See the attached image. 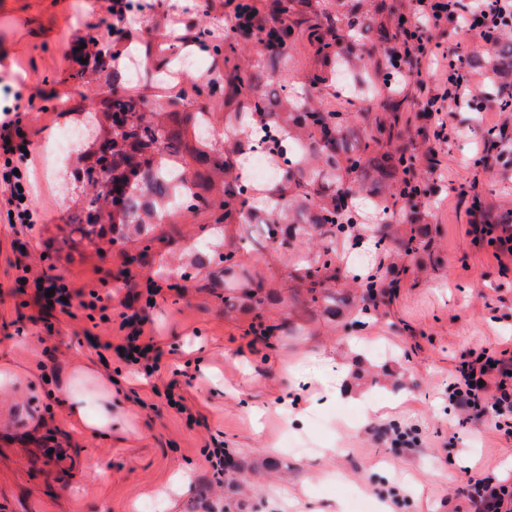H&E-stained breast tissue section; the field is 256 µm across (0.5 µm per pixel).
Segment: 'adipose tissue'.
Returning a JSON list of instances; mask_svg holds the SVG:
<instances>
[{
	"instance_id": "adipose-tissue-1",
	"label": "adipose tissue",
	"mask_w": 512,
	"mask_h": 512,
	"mask_svg": "<svg viewBox=\"0 0 512 512\" xmlns=\"http://www.w3.org/2000/svg\"><path fill=\"white\" fill-rule=\"evenodd\" d=\"M41 387L48 395H62L64 413L73 430L88 431L102 441L112 439V383L87 364H78L66 373L49 372Z\"/></svg>"
}]
</instances>
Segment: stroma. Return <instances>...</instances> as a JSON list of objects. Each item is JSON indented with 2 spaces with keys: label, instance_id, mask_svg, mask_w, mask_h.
<instances>
[{
  "label": "stroma",
  "instance_id": "1",
  "mask_svg": "<svg viewBox=\"0 0 512 512\" xmlns=\"http://www.w3.org/2000/svg\"><path fill=\"white\" fill-rule=\"evenodd\" d=\"M225 0H210L209 11L195 0H153L149 16L129 12L124 22L107 14L103 0H0V102L22 94L30 112L36 203L44 222L33 233H14L0 223V356L40 375L91 363L123 402V416L111 442L77 432L56 399L39 387L0 392V512H334L344 502L354 512L360 496L370 512H381L383 495L397 487L393 512H454L458 488L469 477L491 474L512 483V439L489 423L459 424L448 409V372L461 350L512 343V270L501 272L490 248L475 246L467 233L468 204L438 197L422 208L430 242L418 257L405 258L407 275L391 315L359 320L356 309L336 319L304 318L291 336L275 335L252 344L253 314L247 301L225 311L223 276L215 264L185 270L188 254L209 252L208 213L182 212L161 224L145 264L127 263L138 245L104 244L102 251L64 244L66 211L60 173L43 146L78 119L81 94L105 96V75L82 65L79 47L87 35L103 46L115 31L143 49L148 69L171 54L166 33L179 20L187 35L198 28L224 39ZM84 70L83 82L73 74ZM410 104L402 112L404 141L420 144L430 129L414 81L400 80ZM485 129L469 130L444 145L440 168L455 183L476 185L483 206L512 208V165L482 166L473 157ZM48 253L56 275L72 287L99 294L108 321L89 319L85 309L50 310L35 302L34 280H20L19 265ZM295 254H266L253 267L278 300L268 306L278 322L293 294L304 293L294 275ZM162 290L147 304L144 285ZM132 305L145 320V335L161 352V379H177L188 412L152 394L149 382L134 377L115 351L125 341L113 319ZM346 373L347 384L370 392L380 415H366L361 403L328 397L320 383L327 359ZM185 373L174 376L173 371ZM44 417L32 430L26 413ZM393 422L418 426L422 444L404 455L379 436ZM454 446H446L449 431ZM224 444L245 477L272 460L286 464L287 481L261 487H212L206 449ZM95 461L110 472L93 482ZM191 472L187 490L173 488L176 476Z\"/></svg>",
  "mask_w": 512,
  "mask_h": 512
}]
</instances>
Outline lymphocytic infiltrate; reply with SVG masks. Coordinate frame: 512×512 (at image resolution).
I'll use <instances>...</instances> for the list:
<instances>
[{
	"instance_id": "f902f5d3",
	"label": "lymphocytic infiltrate",
	"mask_w": 512,
	"mask_h": 512,
	"mask_svg": "<svg viewBox=\"0 0 512 512\" xmlns=\"http://www.w3.org/2000/svg\"><path fill=\"white\" fill-rule=\"evenodd\" d=\"M452 24L455 35L492 42L512 27V0H472L469 13H461L460 0H414L405 16L399 39L388 57L391 68L401 77H422L424 64L435 55L444 60L443 81L437 92H424L422 104L433 118L435 128L429 143L439 153L455 135L445 113L473 108L472 77L463 59L440 54L433 32ZM29 117L20 105L0 107V212L7 222L33 231L41 215L34 204L29 157ZM469 233L477 244L492 249L494 256L512 257V209L489 214L481 207L471 210ZM120 328L128 332L121 351L144 379L158 376L159 349L143 341L135 318L121 313ZM448 405L463 414L465 421L490 420L495 432L512 437V350L482 348L461 353L448 375ZM466 512H512V484L492 476L469 478L460 488Z\"/></svg>"
}]
</instances>
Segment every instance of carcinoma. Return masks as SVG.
Masks as SVG:
<instances>
[{"label":"carcinoma","instance_id":"1","mask_svg":"<svg viewBox=\"0 0 512 512\" xmlns=\"http://www.w3.org/2000/svg\"><path fill=\"white\" fill-rule=\"evenodd\" d=\"M240 11L253 20L250 25L224 37V46L215 45V54H224V67H229L230 54L239 43L255 49L257 62L247 72L231 68L224 77V87L208 83L210 93L224 96V126L232 132L224 141V160L208 151L205 131L207 120L202 112H189L179 100L164 104L149 102L124 89L122 72L112 66L110 50H98L93 56L95 69L107 72L110 94L97 100L82 96L80 110L85 112L81 129L90 128L93 136L83 139L89 151L77 150L72 162L75 180L90 188L80 207L66 220L69 233L64 241L79 240L95 244L109 225L110 243L135 238L142 249L129 257V262L146 259L154 237L157 220L168 210V198L175 189L171 175L180 177L189 195L182 208L214 214V223L242 224L255 213L267 214L262 221L263 240H253L256 253L270 246L288 249L301 238L318 241L317 249L299 253L301 280L307 283L304 298H294L296 309L319 310L334 317L341 308L351 305L353 297L326 287L336 274V239L351 233L349 226L359 223L358 213L347 200L362 196L386 219L381 227L369 228L377 243L389 253L412 256L424 245V229L411 225L403 236H397L392 224L397 212L417 213L402 193L404 173L415 156L404 150L394 153L384 148L392 143L404 100L400 93L385 85L373 96L390 110V129L381 127L358 129L346 119L347 113L330 108L323 92L332 81L343 80L348 68L366 67L365 40L377 32L381 42H393L397 32L381 24L373 28L360 11L363 0H327L313 22L300 30L288 22L290 16L307 6L306 0H240ZM306 39L320 66L303 70L306 89L302 94L288 86L292 76L290 50L295 39ZM471 68L492 73L512 71V39L490 43L488 56H471ZM482 93L495 98L501 107L512 105V92L505 85L489 82ZM263 125L276 133L288 131V137L304 146L298 157L278 153L272 157L277 173L266 190L280 200V207L270 209L267 203L254 202V192L241 180V162L247 158L249 128ZM224 173V196L211 200L209 171ZM119 190L120 214L107 210L106 189ZM224 265V308L236 307L238 297L249 301L254 313L252 329L295 330L286 319L277 326L265 324V306L274 301L262 278L247 267V260L235 249L227 248L215 257Z\"/></svg>","mask_w":512,"mask_h":512}]
</instances>
